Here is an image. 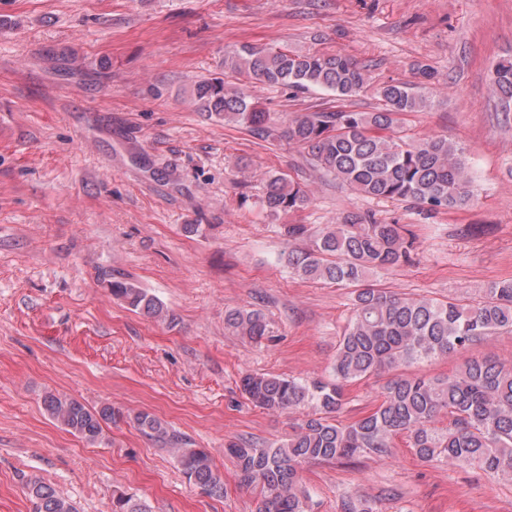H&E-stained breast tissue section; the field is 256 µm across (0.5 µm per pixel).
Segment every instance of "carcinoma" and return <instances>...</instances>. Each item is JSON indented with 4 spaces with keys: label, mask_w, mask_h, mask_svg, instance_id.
<instances>
[{
    "label": "carcinoma",
    "mask_w": 512,
    "mask_h": 512,
    "mask_svg": "<svg viewBox=\"0 0 512 512\" xmlns=\"http://www.w3.org/2000/svg\"><path fill=\"white\" fill-rule=\"evenodd\" d=\"M414 70L417 83L390 80L376 87L383 102L379 110L309 112L281 128L243 86L261 83L349 98L370 89L369 66L340 53L297 54L243 45L224 54V73L241 87L229 86L222 77L206 78L196 83L195 97L210 118L247 127L263 138H288L307 151L313 167L355 194L410 200L430 212L469 207L476 193L464 148L446 135L418 136L405 125V116L433 103L428 85L434 73L425 64ZM493 86L502 102L512 101V58L496 65ZM263 182L259 204L273 218L311 201L309 192L283 173L267 172ZM283 231L290 241L310 239L307 247L288 253L292 274L351 289L352 315L339 338L330 379L247 373L240 380L246 399L262 410H308L298 430L275 446L262 447L247 438L225 446L236 463L239 485L256 494L255 512H308L307 496L298 490L305 464L386 455L398 437L406 439L422 462L512 477L511 364L474 357L448 375L399 376L382 387L380 402L370 412L356 419L341 417L350 383L446 357L487 336L512 334V279L491 282L474 298L407 297L371 280L411 262L415 239L403 225L354 211L313 236L304 224H285ZM109 284L112 296L130 310L164 317L163 303L136 284L115 278ZM224 323L256 343L270 334L265 316L254 309L229 310ZM43 406L66 431L92 444L102 440L104 426L122 418L109 403L89 408L55 393L45 395ZM443 415L448 426L438 428ZM132 422L144 435L171 447L183 474L202 494L224 498V479L205 449L191 447L151 413L140 412ZM26 489L37 506L33 512H76L40 479H29ZM112 512L150 510L117 492Z\"/></svg>",
    "instance_id": "cac0c4a2"
}]
</instances>
